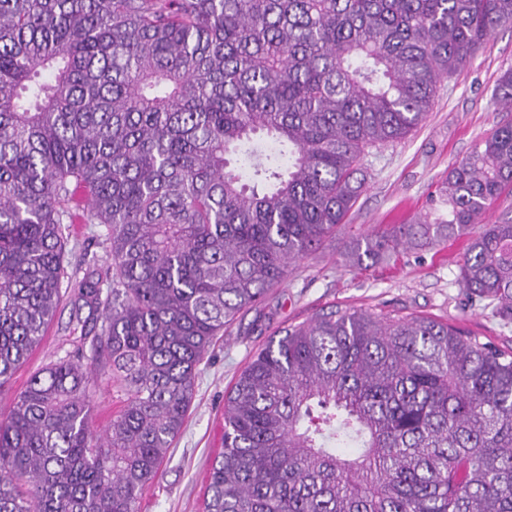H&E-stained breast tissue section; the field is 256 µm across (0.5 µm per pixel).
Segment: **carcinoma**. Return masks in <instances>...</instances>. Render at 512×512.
<instances>
[{
    "instance_id": "carcinoma-1",
    "label": "carcinoma",
    "mask_w": 512,
    "mask_h": 512,
    "mask_svg": "<svg viewBox=\"0 0 512 512\" xmlns=\"http://www.w3.org/2000/svg\"><path fill=\"white\" fill-rule=\"evenodd\" d=\"M506 23L512 0H0V392L61 299L74 210L110 260L72 287L75 350L0 415V512H138L224 326L336 235L368 149ZM508 189L511 121L448 170V216L345 254L464 236ZM458 269L512 321V221ZM204 512H512V351L362 309L274 332L225 395ZM117 393L111 391L102 390L97 392L94 397V411L92 417V425L101 429L106 425L112 412L120 405Z\"/></svg>"
}]
</instances>
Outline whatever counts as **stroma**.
<instances>
[{
    "mask_svg": "<svg viewBox=\"0 0 512 512\" xmlns=\"http://www.w3.org/2000/svg\"><path fill=\"white\" fill-rule=\"evenodd\" d=\"M511 65L512 24H505L465 67L441 80L434 106L416 131L370 149L363 160L366 185L346 219L344 236L361 238L389 224L444 213L440 189L449 166L508 118L493 90L501 69ZM66 231L71 279L104 266L102 225L78 218ZM468 242L462 236L430 249L405 246L394 259L363 269L345 260L336 238L294 263L285 280L238 317L199 365L190 414L156 479L143 491L139 512H203L209 467L223 446L224 394L276 329L337 307L365 309L384 318L432 316L512 350V323L493 316L458 282V261ZM80 331L74 298L66 296L40 346L15 372L9 389L0 392V412L9 409L31 375L72 351Z\"/></svg>",
    "mask_w": 512,
    "mask_h": 512,
    "instance_id": "obj_1",
    "label": "stroma"
}]
</instances>
